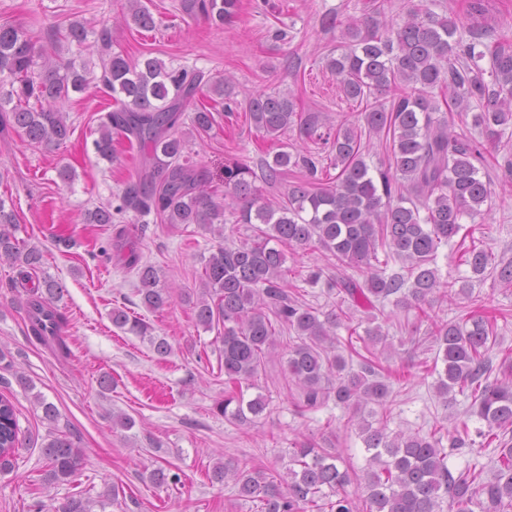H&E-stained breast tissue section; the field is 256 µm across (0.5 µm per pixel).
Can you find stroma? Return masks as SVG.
<instances>
[{
    "mask_svg": "<svg viewBox=\"0 0 512 512\" xmlns=\"http://www.w3.org/2000/svg\"><path fill=\"white\" fill-rule=\"evenodd\" d=\"M178 2L145 0L163 21L151 32L126 25V0H0V23L36 32L47 48L51 25L104 21L112 28L114 50L130 58L150 52L214 78L232 76V97L240 102L258 90L279 92L292 95L299 111L329 113L332 126L358 124L360 105L345 100L325 65L326 55L340 43V32L325 28L322 18L329 12L341 20L361 16L366 0H242L239 17L221 28L182 17ZM101 108L94 92L64 102L75 131L52 151L29 145L14 130L0 134V197L13 203L16 237L44 254L37 278L50 277L64 287L58 306L68 317L65 335L71 349L70 356L60 357L50 345L29 339L25 283L18 268L0 262V349L14 362L13 369H0V393L19 411L22 440L14 471L0 475V512H32L38 500L58 512L74 496L100 500L112 485L124 494L104 512H257L233 483L213 479L214 464L229 461L283 472L295 442L307 438L331 441L348 466L362 471L367 454L357 428L347 424L348 410L331 403L300 413L283 363H269L258 382L269 405L254 425L236 426L217 413L224 373L216 333L197 325L185 300L198 290L204 263L218 243L206 227H174L154 219L129 225L143 259L162 270L174 294L172 303L157 311L141 305L137 279L118 258L101 256L113 227L84 223L83 214L111 202L135 173L126 141H116L115 161L95 154L92 142ZM283 142L301 151L323 149L292 132L277 142L262 138L241 106L208 134L190 138L189 149L220 190L226 163L244 160L260 170ZM64 166L75 174L68 185L58 176ZM491 189L492 204L471 229L495 258L511 260L512 181L495 179ZM59 235L71 238L72 247L57 248ZM116 307L144 318L154 335L166 337L170 354L158 356L148 340L113 326L110 314ZM384 314L382 326L395 351L387 365L409 372L408 382L391 386L389 431L408 433L437 423L449 428L460 422L473 430L484 428V421L470 412V398L459 394L446 406L436 400L437 345L430 331L436 321L496 315L498 338L490 357L501 366L512 360V288H500L488 278L475 283L472 297L437 296L428 319L390 304ZM19 372L26 385L18 384ZM105 374L113 379L108 391L99 386ZM39 394L59 411L53 426L76 436L80 462L74 483L45 480L42 447L53 426L35 402ZM118 411L133 420L131 429L113 427L112 415ZM160 466L179 473L180 483L151 484L148 474Z\"/></svg>",
    "mask_w": 512,
    "mask_h": 512,
    "instance_id": "35a3bbf8",
    "label": "stroma"
}]
</instances>
